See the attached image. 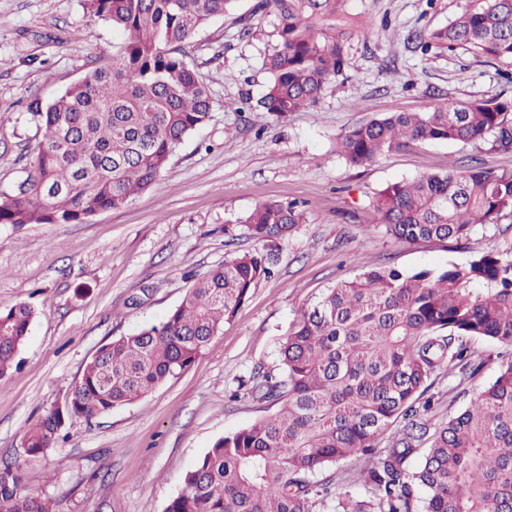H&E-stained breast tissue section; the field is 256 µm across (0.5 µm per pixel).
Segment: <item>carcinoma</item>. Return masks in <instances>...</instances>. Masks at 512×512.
I'll return each mask as SVG.
<instances>
[{"label": "carcinoma", "instance_id": "carcinoma-1", "mask_svg": "<svg viewBox=\"0 0 512 512\" xmlns=\"http://www.w3.org/2000/svg\"><path fill=\"white\" fill-rule=\"evenodd\" d=\"M238 0H85L124 33L105 60L53 101L32 103L43 140L11 188L0 190V224H80L162 183L184 139L210 118L214 100L186 48ZM344 0H257L272 13L279 45L258 102L282 116L313 106L346 65ZM432 47L512 64V0H468L446 27L416 35ZM429 141L512 151V98L476 99L430 112H399L339 138L360 167L385 152ZM374 221L397 242L455 245L478 225L512 218V171L481 163L388 184ZM306 223L296 204L260 203L242 224L262 242ZM275 255L240 253L191 276L165 320L102 344L80 380L23 434L24 453L45 454L61 430L138 401L185 371L273 274ZM35 319L19 304L0 311V377L12 370ZM512 347V256L476 251L462 263L408 272L361 264L327 288L280 346L277 371L258 369L252 393L274 411L217 439L183 479L166 512H512V360L448 421L420 417L438 370L470 367L467 340ZM392 433L388 447L379 442ZM420 458L411 470L410 459ZM363 462L364 495L333 496L345 464ZM0 512H55L20 491L17 469L0 466Z\"/></svg>", "mask_w": 512, "mask_h": 512}]
</instances>
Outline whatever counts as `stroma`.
<instances>
[{"mask_svg": "<svg viewBox=\"0 0 512 512\" xmlns=\"http://www.w3.org/2000/svg\"><path fill=\"white\" fill-rule=\"evenodd\" d=\"M255 2L239 0L195 34L194 65L216 106L176 150L162 187L84 224H0V310L36 311L17 367L0 377V464L18 465L22 494L50 499L58 512H165L218 438L268 415L246 385L253 367H274L301 312L360 262L417 271L474 251L512 254L506 221L476 228L451 251L394 242L373 221L371 202L387 184L465 167L472 146L428 142L359 168L336 150L349 128L391 113L512 97V66L461 49L425 53L411 39L447 26L466 0H346L343 74L316 105L282 117L256 110L278 36L274 16L252 15ZM120 40L84 0H0V190L24 176L42 140L29 104L52 101ZM267 200L304 204L307 220L279 242L274 276L194 364L141 400L68 425L46 455L26 456L25 429L64 400L103 343L163 321L191 275L264 250L240 220ZM469 347L477 373L440 371L430 423L467 405L512 357L483 340Z\"/></svg>", "mask_w": 512, "mask_h": 512, "instance_id": "obj_1", "label": "stroma"}]
</instances>
